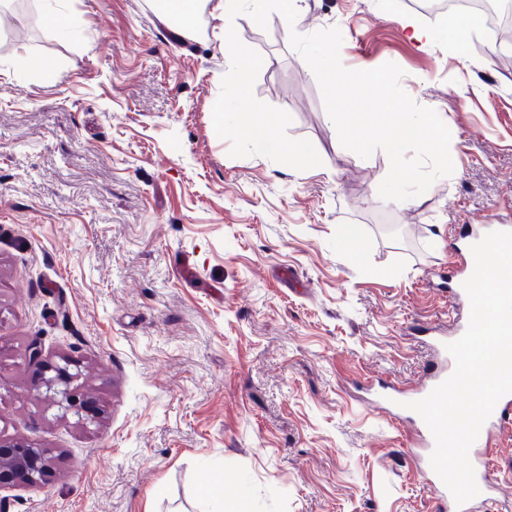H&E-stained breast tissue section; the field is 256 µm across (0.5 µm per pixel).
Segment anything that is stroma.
<instances>
[{"instance_id": "obj_1", "label": "stroma", "mask_w": 512, "mask_h": 512, "mask_svg": "<svg viewBox=\"0 0 512 512\" xmlns=\"http://www.w3.org/2000/svg\"><path fill=\"white\" fill-rule=\"evenodd\" d=\"M298 13V33L339 28L344 67L403 69L451 132L450 176L383 200L387 155L341 145L280 14L234 26L263 58L255 97L291 115L318 173L230 157L210 10L187 44L156 0H18L0 18V438L55 459L40 485L0 489L8 512H435L411 423L371 387L423 379L454 228L512 222V69L476 29L422 47L414 29L443 21L417 0ZM63 363L85 417L42 394Z\"/></svg>"}]
</instances>
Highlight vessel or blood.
Here are the masks:
<instances>
[{
    "label": "vessel or blood",
    "instance_id": "b4317fda",
    "mask_svg": "<svg viewBox=\"0 0 512 512\" xmlns=\"http://www.w3.org/2000/svg\"><path fill=\"white\" fill-rule=\"evenodd\" d=\"M493 230L494 227L490 224L475 225L465 235L466 247L454 249L452 264L457 274L451 290L453 302L448 313L447 327L431 331L435 349L432 367L411 391L405 392L392 386L383 387L376 399L380 412L392 414L398 412L400 403L425 398L453 373L455 362L446 346L458 340L469 324L470 302L463 284L474 270L470 246ZM511 432L512 394H508L498 401L470 449L469 457L475 470L479 493L465 504L459 505L431 467L430 455L434 449L431 431L421 417H414L412 439L416 449L415 456L419 470L434 496L436 512H483L487 503L492 501L499 491L498 482L493 481L489 474L491 464L503 444L504 435Z\"/></svg>",
    "mask_w": 512,
    "mask_h": 512
}]
</instances>
